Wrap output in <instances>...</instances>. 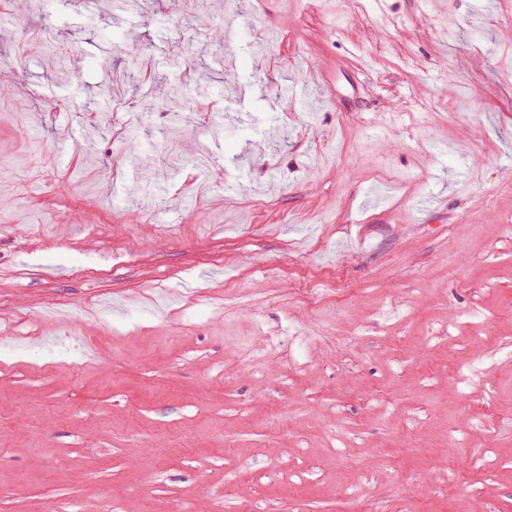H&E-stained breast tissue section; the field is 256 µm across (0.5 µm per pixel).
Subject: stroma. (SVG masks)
I'll use <instances>...</instances> for the list:
<instances>
[{
  "label": "stroma",
  "instance_id": "1",
  "mask_svg": "<svg viewBox=\"0 0 512 512\" xmlns=\"http://www.w3.org/2000/svg\"><path fill=\"white\" fill-rule=\"evenodd\" d=\"M481 4L0 0V512H512Z\"/></svg>",
  "mask_w": 512,
  "mask_h": 512
}]
</instances>
